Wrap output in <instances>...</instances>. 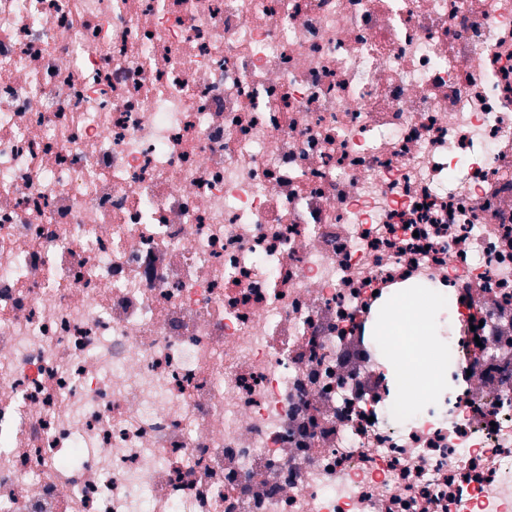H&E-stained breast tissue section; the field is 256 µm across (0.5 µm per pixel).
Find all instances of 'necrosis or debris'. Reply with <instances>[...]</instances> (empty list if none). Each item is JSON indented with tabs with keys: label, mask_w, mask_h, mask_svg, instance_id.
Masks as SVG:
<instances>
[{
	"label": "necrosis or debris",
	"mask_w": 512,
	"mask_h": 512,
	"mask_svg": "<svg viewBox=\"0 0 512 512\" xmlns=\"http://www.w3.org/2000/svg\"><path fill=\"white\" fill-rule=\"evenodd\" d=\"M0 512H512V0H0ZM437 309L427 294L402 296L396 299L390 316L383 323V333L393 336L398 354L395 372L400 374L420 362L433 349V341L439 342L443 330H433L431 323ZM440 377L437 372L420 379H412L407 389V394L411 398L412 403L416 404L430 397L439 385Z\"/></svg>",
	"instance_id": "1"
}]
</instances>
